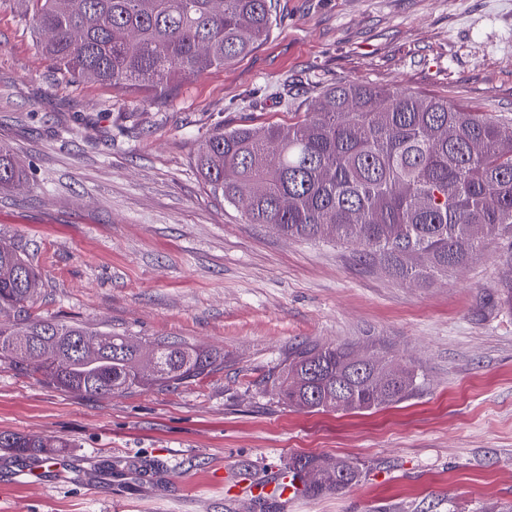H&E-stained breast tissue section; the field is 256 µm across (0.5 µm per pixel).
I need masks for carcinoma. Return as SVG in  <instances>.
Wrapping results in <instances>:
<instances>
[{
  "label": "carcinoma",
  "mask_w": 512,
  "mask_h": 512,
  "mask_svg": "<svg viewBox=\"0 0 512 512\" xmlns=\"http://www.w3.org/2000/svg\"><path fill=\"white\" fill-rule=\"evenodd\" d=\"M44 55L65 77L166 93L186 76L233 64L269 35L274 0H18ZM196 169L213 195L251 224L304 241L351 245L403 281L427 285L512 238V120L445 98L351 81L325 89L309 116L286 127H219ZM23 180L0 144V191ZM29 261L0 241V365L85 397L167 389L222 368L186 341H145L88 323L33 320L40 290ZM288 404L309 411H369L399 403L419 374L349 346H305L273 378ZM56 438L0 433V448L42 456ZM302 492L319 496L359 481L296 457Z\"/></svg>",
  "instance_id": "obj_1"
}]
</instances>
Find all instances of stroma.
I'll return each instance as SVG.
<instances>
[{"label": "stroma", "instance_id": "35a3bbf8", "mask_svg": "<svg viewBox=\"0 0 512 512\" xmlns=\"http://www.w3.org/2000/svg\"><path fill=\"white\" fill-rule=\"evenodd\" d=\"M269 38L227 67L142 94L64 80L0 0V241L40 273L34 318L104 323L219 353L166 390L85 398L0 366V432L59 437L65 470L0 449V512H512V239L417 287L353 248L285 238L212 195L194 165L220 126L288 125L344 81L512 119V0H275ZM341 344L415 369L400 403L288 406L268 375ZM358 466L318 497H254L292 459ZM23 180L21 167L18 165L13 150L0 144V191L13 189Z\"/></svg>", "mask_w": 512, "mask_h": 512}]
</instances>
